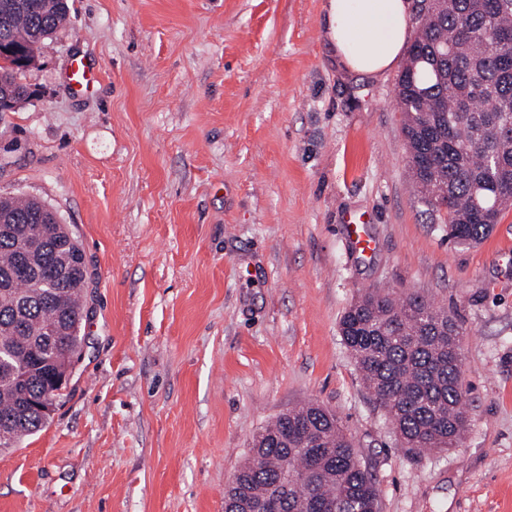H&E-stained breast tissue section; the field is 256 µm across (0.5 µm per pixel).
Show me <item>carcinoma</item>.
<instances>
[{
	"mask_svg": "<svg viewBox=\"0 0 512 512\" xmlns=\"http://www.w3.org/2000/svg\"><path fill=\"white\" fill-rule=\"evenodd\" d=\"M396 82L410 179L457 246L481 242L512 205V0H420ZM69 0H0V112L29 97L20 57L69 18ZM85 255L68 225L34 199L0 197V429L19 447L50 415L81 358ZM340 336L405 447L447 449L466 427L457 389L459 326L418 296L377 290L344 313ZM372 475L336 415L294 408L252 439L224 512H376Z\"/></svg>",
	"mask_w": 512,
	"mask_h": 512,
	"instance_id": "carcinoma-1",
	"label": "carcinoma"
}]
</instances>
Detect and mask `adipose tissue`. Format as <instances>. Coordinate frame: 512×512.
Returning a JSON list of instances; mask_svg holds the SVG:
<instances>
[{
    "label": "adipose tissue",
    "instance_id": "adipose-tissue-1",
    "mask_svg": "<svg viewBox=\"0 0 512 512\" xmlns=\"http://www.w3.org/2000/svg\"><path fill=\"white\" fill-rule=\"evenodd\" d=\"M411 16L412 0H326L324 37L342 70L376 78L399 61Z\"/></svg>",
    "mask_w": 512,
    "mask_h": 512
}]
</instances>
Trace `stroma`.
Here are the masks:
<instances>
[{"label": "stroma", "instance_id": "obj_1", "mask_svg": "<svg viewBox=\"0 0 512 512\" xmlns=\"http://www.w3.org/2000/svg\"><path fill=\"white\" fill-rule=\"evenodd\" d=\"M324 4L71 0L40 43L0 113V196L78 237L88 318L54 415L0 453V512H224L253 436L306 403L339 419L378 512H512V207L449 241L406 176L396 71L339 72ZM376 288L460 328L452 448L403 447L341 340Z\"/></svg>", "mask_w": 512, "mask_h": 512}]
</instances>
